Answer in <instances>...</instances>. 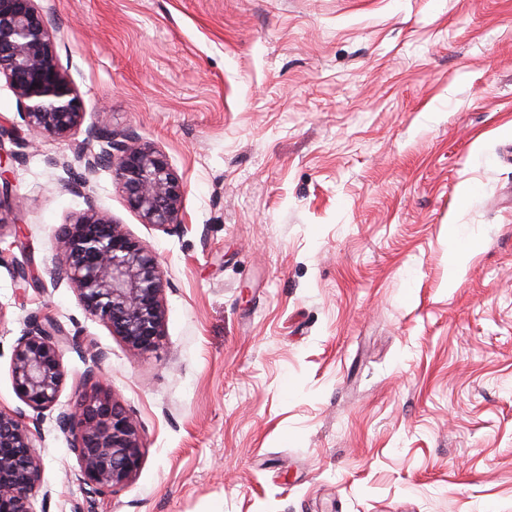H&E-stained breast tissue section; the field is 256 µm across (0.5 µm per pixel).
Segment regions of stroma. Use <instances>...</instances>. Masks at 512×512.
Listing matches in <instances>:
<instances>
[{
	"instance_id": "1",
	"label": "stroma",
	"mask_w": 512,
	"mask_h": 512,
	"mask_svg": "<svg viewBox=\"0 0 512 512\" xmlns=\"http://www.w3.org/2000/svg\"><path fill=\"white\" fill-rule=\"evenodd\" d=\"M42 5L85 127L157 146L186 196L182 230L141 223L0 82V405L19 404L30 317L85 343L36 437V512H512V0ZM84 175L161 260L151 351L51 277ZM452 240L469 249L453 281ZM96 390L142 445L113 496L55 421Z\"/></svg>"
}]
</instances>
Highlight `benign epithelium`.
<instances>
[{
	"label": "benign epithelium",
	"instance_id": "1",
	"mask_svg": "<svg viewBox=\"0 0 512 512\" xmlns=\"http://www.w3.org/2000/svg\"><path fill=\"white\" fill-rule=\"evenodd\" d=\"M0 77L16 97L29 131L60 139L84 122L82 97L61 66L50 12L37 0H0ZM101 142L88 154V139ZM88 173L102 166L143 224L164 232L182 227L185 187L167 155L133 133L87 130L72 144ZM88 178L67 183L82 193ZM84 194V193H82ZM86 208L59 228L54 274L68 280L85 313L127 346L149 351L164 336L166 311L158 256L123 225L102 212L93 195ZM82 347L81 337L37 316L17 339L11 360L14 393L21 405L0 406V512H34L42 481L35 436L66 379L64 353ZM76 457L83 483L98 495H114L136 476L141 441L133 415L107 396L80 397L56 415Z\"/></svg>",
	"mask_w": 512,
	"mask_h": 512
}]
</instances>
